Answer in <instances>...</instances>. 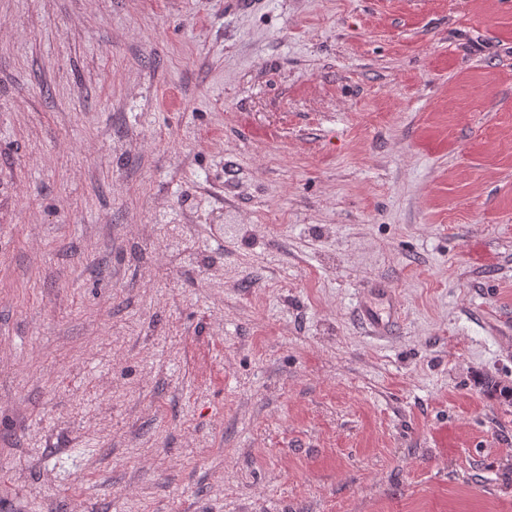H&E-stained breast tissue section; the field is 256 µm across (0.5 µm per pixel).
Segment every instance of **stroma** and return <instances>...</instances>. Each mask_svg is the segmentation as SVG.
Instances as JSON below:
<instances>
[{"mask_svg":"<svg viewBox=\"0 0 512 512\" xmlns=\"http://www.w3.org/2000/svg\"><path fill=\"white\" fill-rule=\"evenodd\" d=\"M507 386L512 0H0V512H512Z\"/></svg>","mask_w":512,"mask_h":512,"instance_id":"1","label":"stroma"}]
</instances>
